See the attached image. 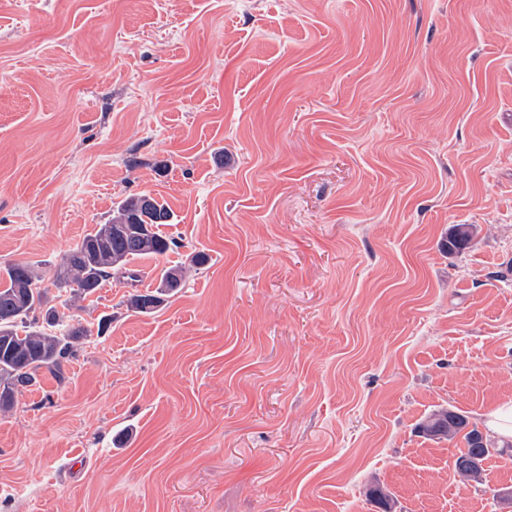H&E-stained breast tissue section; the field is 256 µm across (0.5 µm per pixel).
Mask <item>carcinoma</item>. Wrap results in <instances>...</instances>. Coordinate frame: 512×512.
<instances>
[{"label": "carcinoma", "mask_w": 512, "mask_h": 512, "mask_svg": "<svg viewBox=\"0 0 512 512\" xmlns=\"http://www.w3.org/2000/svg\"><path fill=\"white\" fill-rule=\"evenodd\" d=\"M147 198L140 194L122 199L106 223L64 252L54 271L56 287L68 292L63 307H78L112 278L135 286L140 273L131 263L163 257L178 247L177 241L159 231L160 225L172 222L170 206L152 196L147 209ZM473 240V225L455 224L443 247L453 255L470 248ZM187 271L182 264L162 268L155 289L129 294L124 300L126 307L142 314L157 311L184 288ZM40 281V274L25 261L0 270V412L10 411L17 395L37 383L40 370L61 375L64 364L76 355L89 333L80 321L65 317L53 306L45 307L46 293L38 287ZM39 310L44 312L41 323L35 317ZM418 432L429 439L448 441L462 436L465 448L460 450L455 468L465 484H482L484 462L512 447L511 443L506 448L495 446L467 415L451 408L432 411L418 424Z\"/></svg>", "instance_id": "cac0c4a2"}]
</instances>
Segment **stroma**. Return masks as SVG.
<instances>
[{
  "mask_svg": "<svg viewBox=\"0 0 512 512\" xmlns=\"http://www.w3.org/2000/svg\"><path fill=\"white\" fill-rule=\"evenodd\" d=\"M143 193L179 246L136 288L208 261L82 301L0 413V512H500L512 460L461 484L417 425L512 404V0H0V268L60 305ZM474 240L472 224H455L448 232V238L443 244L448 255L457 254L471 247ZM188 268L185 265H171L162 268L158 285L154 290L140 292L135 290L123 301L134 312L150 314L162 306L167 299L178 294L184 288Z\"/></svg>",
  "mask_w": 512,
  "mask_h": 512,
  "instance_id": "stroma-1",
  "label": "stroma"
}]
</instances>
